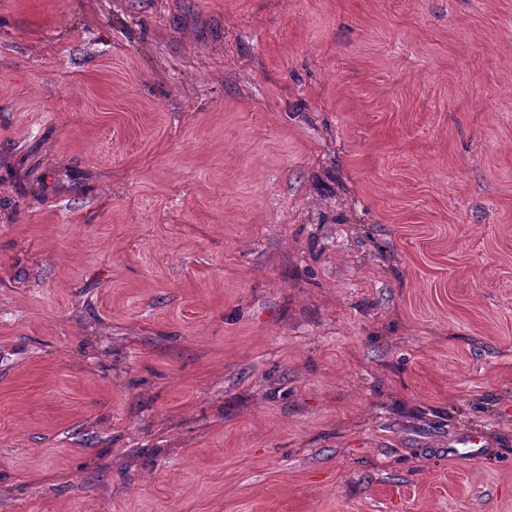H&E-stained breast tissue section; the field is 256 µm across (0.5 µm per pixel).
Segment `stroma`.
<instances>
[{
  "mask_svg": "<svg viewBox=\"0 0 512 512\" xmlns=\"http://www.w3.org/2000/svg\"><path fill=\"white\" fill-rule=\"evenodd\" d=\"M0 512H512V0H0Z\"/></svg>",
  "mask_w": 512,
  "mask_h": 512,
  "instance_id": "35a3bbf8",
  "label": "stroma"
}]
</instances>
